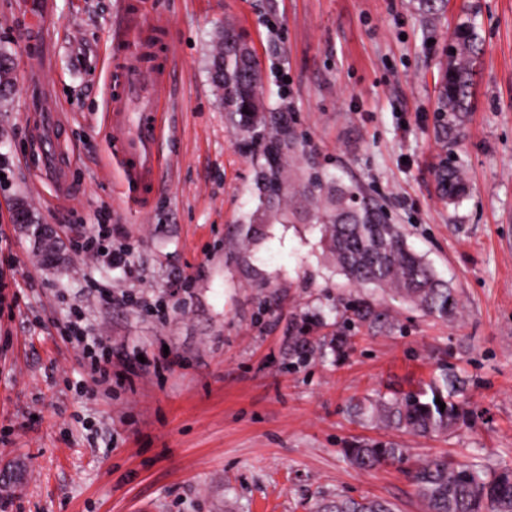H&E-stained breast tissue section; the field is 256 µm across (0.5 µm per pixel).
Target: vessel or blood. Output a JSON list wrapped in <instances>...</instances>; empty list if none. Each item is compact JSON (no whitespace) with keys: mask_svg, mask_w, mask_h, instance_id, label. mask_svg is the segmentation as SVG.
Returning <instances> with one entry per match:
<instances>
[{"mask_svg":"<svg viewBox=\"0 0 512 512\" xmlns=\"http://www.w3.org/2000/svg\"><path fill=\"white\" fill-rule=\"evenodd\" d=\"M158 27L154 16L146 13L138 23L127 27L123 37L127 56L110 73L112 89L103 118L112 158L123 174L118 200L142 207L148 206L155 195L162 169L158 137L168 72L163 68H146L140 60L148 32ZM50 100L48 90L34 88L37 119L31 127V138L39 163L49 166L48 177L57 189V201L65 202L75 192L72 155L60 142L68 115L51 105Z\"/></svg>","mask_w":512,"mask_h":512,"instance_id":"1","label":"vessel or blood"}]
</instances>
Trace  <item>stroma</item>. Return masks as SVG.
Listing matches in <instances>:
<instances>
[{
  "mask_svg": "<svg viewBox=\"0 0 512 512\" xmlns=\"http://www.w3.org/2000/svg\"><path fill=\"white\" fill-rule=\"evenodd\" d=\"M53 0L40 22L43 82L71 115L75 194L53 201L26 164L31 119L16 19L0 0V51L13 88L0 98V480L19 476L0 512H313L321 497L369 495L424 512L404 466L362 471L343 447L394 442L512 469V0H449L429 25L414 0ZM144 2L174 49L160 189L139 213L113 200L101 134L109 63ZM480 41L466 112L436 110L441 49L462 19ZM233 20L254 50L265 101L317 162L358 180L407 242L454 288L446 321L373 288L350 287L309 224H267L243 242L255 204L251 156L210 77L212 40ZM460 169L467 192L442 200L433 173ZM53 225L61 264L40 263L10 221L16 201ZM129 268L78 254L93 223ZM110 286L99 301L94 284ZM375 301L393 322L337 328L336 301ZM81 320L112 356V387L65 328ZM312 351L297 360L298 329ZM343 330L336 352L331 338ZM451 366L469 413L453 433L360 426V397L409 391Z\"/></svg>",
  "mask_w": 512,
  "mask_h": 512,
  "instance_id": "stroma-1",
  "label": "stroma"
}]
</instances>
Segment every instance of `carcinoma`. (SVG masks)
<instances>
[{
    "label": "carcinoma",
    "instance_id": "carcinoma-1",
    "mask_svg": "<svg viewBox=\"0 0 512 512\" xmlns=\"http://www.w3.org/2000/svg\"><path fill=\"white\" fill-rule=\"evenodd\" d=\"M416 3L422 17L435 21L445 12L448 0ZM477 55L475 28L463 20L451 34L450 50L439 61L436 112L442 116L466 110ZM210 73L221 91L227 122L242 141L252 145L255 205L239 219L244 241L257 235V224H318L325 249L352 286L394 294L435 317L450 319L459 313L454 289L408 245L402 226L390 221L379 201L357 180L345 181L310 162L305 146L293 134L283 139L288 129L285 109L265 104L259 62L231 22L215 38ZM436 182L440 196L450 203L465 192L456 168L438 169ZM345 311L377 331L388 325L386 314L371 302L349 304ZM458 394L456 377L444 368L415 392L387 399L362 397L351 411L361 424L445 434L466 419ZM438 400L445 409L436 404ZM342 452L363 470L409 461L408 449L392 442L357 440ZM408 474L426 512H512V470L492 471L476 460L435 456L414 463ZM315 512H396V506L383 499L338 493L318 501Z\"/></svg>",
    "mask_w": 512,
    "mask_h": 512
}]
</instances>
